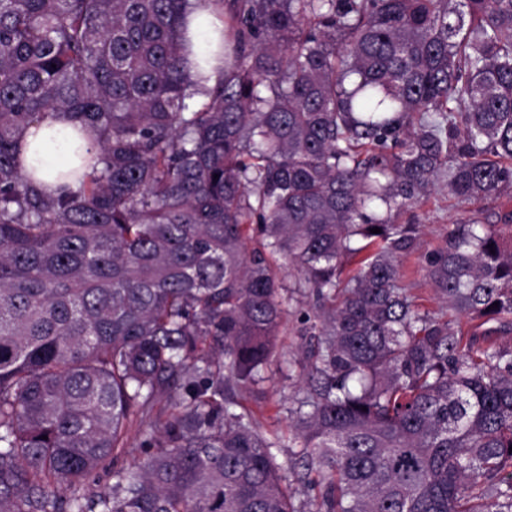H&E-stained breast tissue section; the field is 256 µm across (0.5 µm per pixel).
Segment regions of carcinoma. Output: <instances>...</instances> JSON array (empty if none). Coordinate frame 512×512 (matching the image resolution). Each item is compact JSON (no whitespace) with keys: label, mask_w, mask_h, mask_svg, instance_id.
<instances>
[{"label":"carcinoma","mask_w":512,"mask_h":512,"mask_svg":"<svg viewBox=\"0 0 512 512\" xmlns=\"http://www.w3.org/2000/svg\"><path fill=\"white\" fill-rule=\"evenodd\" d=\"M449 2L0 0V512H302L286 446L315 512H512V348L394 263L438 175L512 187V0ZM197 8L224 23L204 90ZM50 114L98 147L56 194L25 156ZM428 264L512 330V233L469 219ZM288 265L332 306L285 438L227 394L276 362ZM135 425L149 452L89 492Z\"/></svg>","instance_id":"1"}]
</instances>
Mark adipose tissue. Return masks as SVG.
<instances>
[{
	"label": "adipose tissue",
	"mask_w": 512,
	"mask_h": 512,
	"mask_svg": "<svg viewBox=\"0 0 512 512\" xmlns=\"http://www.w3.org/2000/svg\"><path fill=\"white\" fill-rule=\"evenodd\" d=\"M223 24L206 11L195 13L191 34L196 43L193 63L201 64L206 76H214L217 66L211 57L212 46L217 43ZM93 156L97 146L89 134H78L64 115L50 116L27 137L26 157L36 169V175L48 190L65 185L66 172L73 166L76 154Z\"/></svg>",
	"instance_id": "1"
}]
</instances>
